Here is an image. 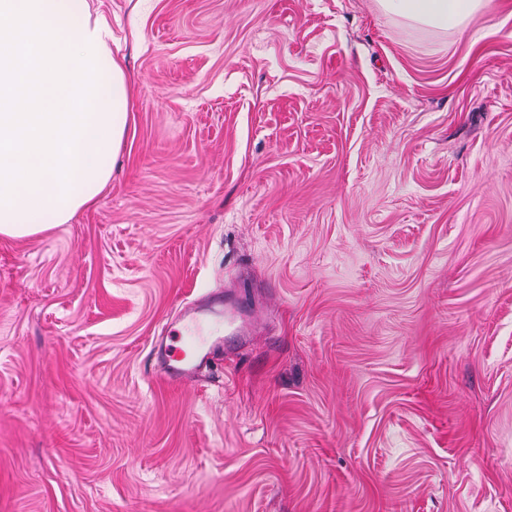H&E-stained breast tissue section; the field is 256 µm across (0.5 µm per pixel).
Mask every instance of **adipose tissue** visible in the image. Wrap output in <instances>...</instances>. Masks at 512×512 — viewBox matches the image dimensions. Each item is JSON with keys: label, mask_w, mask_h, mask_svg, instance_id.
<instances>
[{"label": "adipose tissue", "mask_w": 512, "mask_h": 512, "mask_svg": "<svg viewBox=\"0 0 512 512\" xmlns=\"http://www.w3.org/2000/svg\"><path fill=\"white\" fill-rule=\"evenodd\" d=\"M408 21L461 29L485 0H379ZM89 0H0V235L69 223L112 177L132 77Z\"/></svg>", "instance_id": "obj_1"}]
</instances>
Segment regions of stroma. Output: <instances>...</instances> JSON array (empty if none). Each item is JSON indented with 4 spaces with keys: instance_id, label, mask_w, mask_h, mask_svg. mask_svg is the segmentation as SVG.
<instances>
[{
    "instance_id": "obj_1",
    "label": "stroma",
    "mask_w": 512,
    "mask_h": 512,
    "mask_svg": "<svg viewBox=\"0 0 512 512\" xmlns=\"http://www.w3.org/2000/svg\"><path fill=\"white\" fill-rule=\"evenodd\" d=\"M112 179L0 236V512H512V0H90ZM251 335L194 380L203 297ZM381 8L408 21L439 30L462 26L482 10L484 0H378ZM204 308V309H202ZM208 311L213 316L212 317H221L222 323L223 318L225 322L236 320L238 315L232 309H226L224 311V305L222 300H218L215 302L206 301L199 308H194L193 310H188L183 314V318H187L190 322L196 324L197 326H201L203 323H209L212 317H203L200 316L199 313ZM183 344L190 347L194 358L185 359L186 353L181 346L163 339L154 348L160 374L167 381L180 382L195 377L202 366L209 364L214 351L223 345V337L198 333L188 336Z\"/></svg>"
}]
</instances>
